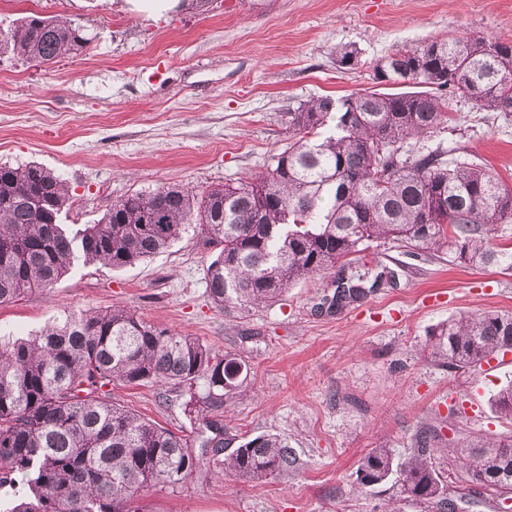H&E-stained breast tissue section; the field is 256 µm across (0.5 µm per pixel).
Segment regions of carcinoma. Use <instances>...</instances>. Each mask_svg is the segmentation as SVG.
Segmentation results:
<instances>
[{
  "label": "carcinoma",
  "instance_id": "carcinoma-1",
  "mask_svg": "<svg viewBox=\"0 0 512 512\" xmlns=\"http://www.w3.org/2000/svg\"><path fill=\"white\" fill-rule=\"evenodd\" d=\"M87 43L80 26L35 15L0 29V55L39 65L80 54ZM383 60L374 79L401 91L300 104L288 113V144L265 170L199 193L135 192L74 232L59 222L73 206L60 175L36 163L0 165V305L53 288L79 260L113 269L140 263L187 224L218 249L207 285L229 312L274 303L291 284L377 239L459 265L512 269V249L494 243L498 226L512 223V186L477 162L411 144L448 123L450 99L512 114V41L454 36L397 48ZM333 115L334 131L321 136ZM365 295V286L344 280L336 305ZM432 336L436 357L469 370L512 351V313L461 315ZM249 374L238 355L124 307L65 312L32 337L0 345V488L25 487L3 512H131L145 489L175 487L203 467L260 485L282 474L293 463L287 439L259 435L226 448L221 438L220 411ZM117 382L174 386L186 418H204L214 436L194 452L171 430L108 402L103 387ZM492 406L512 421V383ZM436 452L426 433L401 464L391 449L373 448L357 479L372 486L394 474L402 496L456 512ZM452 452L484 494L512 496V442L469 439Z\"/></svg>",
  "mask_w": 512,
  "mask_h": 512
}]
</instances>
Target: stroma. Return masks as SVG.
<instances>
[{"label": "stroma", "instance_id": "obj_1", "mask_svg": "<svg viewBox=\"0 0 512 512\" xmlns=\"http://www.w3.org/2000/svg\"><path fill=\"white\" fill-rule=\"evenodd\" d=\"M32 15L72 21L89 43L49 66L0 57V164L60 174L74 199L61 221L73 230L134 192L202 191L262 171L288 141L290 111L375 89L373 67L395 48L512 38V0H179L154 17L125 0H0V28ZM341 45L356 48L355 66L337 65ZM448 111L423 149L473 160L511 184L512 116L456 99ZM213 257L190 224L134 267L79 262L50 291L0 305L2 340L66 311L124 306L249 362L223 414L224 445L283 436L296 466L261 485L204 469L177 488L145 491L140 512H425L394 481L365 487L356 477L370 449H392L401 463L421 432L435 436L455 486L476 490L446 449L475 436L512 439V422L491 405L512 382V353L463 373L439 364L430 333L463 314L512 312V270L427 260L379 240L240 315L209 299ZM382 272L390 283L373 288ZM341 275L372 289L335 306ZM104 396L197 445L173 386L118 383Z\"/></svg>", "mask_w": 512, "mask_h": 512}]
</instances>
